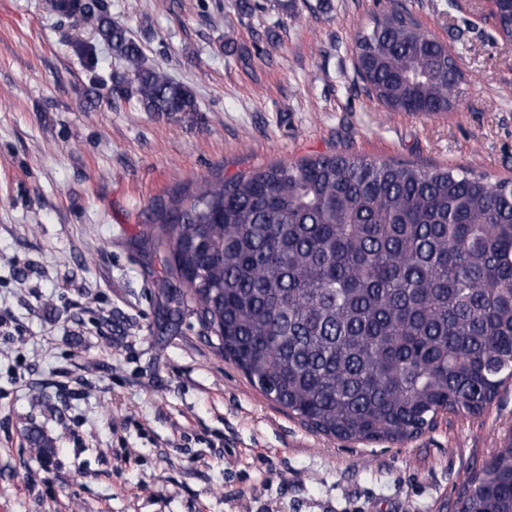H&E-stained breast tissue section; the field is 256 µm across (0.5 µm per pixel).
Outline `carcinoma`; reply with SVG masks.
<instances>
[{
    "label": "carcinoma",
    "mask_w": 512,
    "mask_h": 512,
    "mask_svg": "<svg viewBox=\"0 0 512 512\" xmlns=\"http://www.w3.org/2000/svg\"><path fill=\"white\" fill-rule=\"evenodd\" d=\"M126 63L112 96L199 111L105 0H51ZM497 33L512 46V0ZM355 68L390 112L458 110L464 77L398 3L356 35ZM73 51L94 68L95 45ZM174 314L196 316L264 395L342 440L402 442L448 409L478 415L512 380V180L321 154L199 188L162 208ZM462 512H512V444L465 481Z\"/></svg>",
    "instance_id": "1"
}]
</instances>
